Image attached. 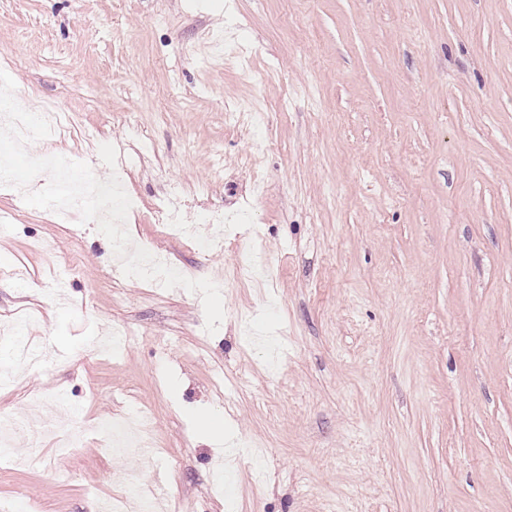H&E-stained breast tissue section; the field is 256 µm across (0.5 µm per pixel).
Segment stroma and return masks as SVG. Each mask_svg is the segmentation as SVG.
<instances>
[{"label": "stroma", "instance_id": "stroma-1", "mask_svg": "<svg viewBox=\"0 0 512 512\" xmlns=\"http://www.w3.org/2000/svg\"><path fill=\"white\" fill-rule=\"evenodd\" d=\"M0 69L74 117L30 155L105 179L121 149L130 235L224 308L209 334L96 225L0 190V417L78 439L21 428L10 512L134 477L180 512H512V0H0ZM171 198L192 238L156 222ZM245 234L272 279L236 268ZM92 326L125 346L71 363ZM141 410L152 458L103 450L98 424Z\"/></svg>", "mask_w": 512, "mask_h": 512}]
</instances>
